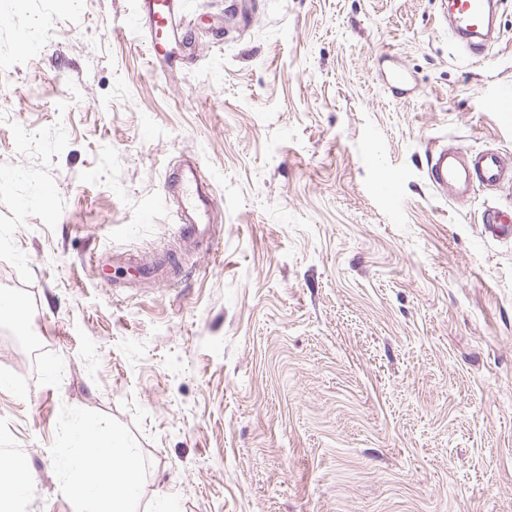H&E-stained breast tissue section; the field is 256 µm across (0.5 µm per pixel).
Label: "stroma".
<instances>
[{
    "label": "stroma",
    "instance_id": "stroma-1",
    "mask_svg": "<svg viewBox=\"0 0 512 512\" xmlns=\"http://www.w3.org/2000/svg\"><path fill=\"white\" fill-rule=\"evenodd\" d=\"M478 60L441 0H186L155 73L137 0L0 5V452L13 512H80L74 433L136 448L131 512H512V240L428 172L512 158V0ZM407 70L391 88L393 69ZM214 178L212 236L161 206ZM390 194L379 193V186ZM179 258L164 284L133 263ZM168 185V195H178V236L188 244L202 245L212 235L211 217L216 206L211 177L196 164H183ZM32 489L30 468L23 456L0 462V510L6 511L17 498Z\"/></svg>",
    "mask_w": 512,
    "mask_h": 512
}]
</instances>
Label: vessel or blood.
<instances>
[{
    "label": "vessel or blood",
    "instance_id": "1",
    "mask_svg": "<svg viewBox=\"0 0 512 512\" xmlns=\"http://www.w3.org/2000/svg\"><path fill=\"white\" fill-rule=\"evenodd\" d=\"M491 0H455L456 15L449 31L472 55L482 54L487 42L478 30ZM183 0H137L128 24L139 32L148 47L152 70L177 67L178 35L183 29ZM430 179L441 194L457 199L466 197L474 186L493 190L512 182V159L492 149L470 151L443 147L431 159ZM211 177L195 164L181 165L168 185L178 196L177 233L188 244L202 245L212 235L211 217L216 206ZM485 230L496 237L512 233V215L488 210L483 215Z\"/></svg>",
    "mask_w": 512,
    "mask_h": 512
}]
</instances>
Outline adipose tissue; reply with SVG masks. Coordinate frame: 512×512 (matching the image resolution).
Instances as JSON below:
<instances>
[{
    "label": "adipose tissue",
    "mask_w": 512,
    "mask_h": 512,
    "mask_svg": "<svg viewBox=\"0 0 512 512\" xmlns=\"http://www.w3.org/2000/svg\"><path fill=\"white\" fill-rule=\"evenodd\" d=\"M70 464L83 477L76 485V497L88 504V512H129L141 480L137 455L121 433L104 439L97 429L80 430ZM31 489L25 457L0 462V512H6L14 500Z\"/></svg>",
    "instance_id": "obj_1"
}]
</instances>
